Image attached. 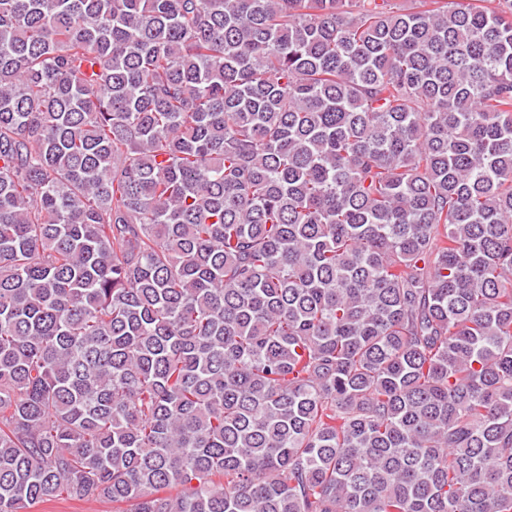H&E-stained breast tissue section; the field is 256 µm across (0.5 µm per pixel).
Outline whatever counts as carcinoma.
Returning a JSON list of instances; mask_svg holds the SVG:
<instances>
[{
    "label": "carcinoma",
    "mask_w": 512,
    "mask_h": 512,
    "mask_svg": "<svg viewBox=\"0 0 512 512\" xmlns=\"http://www.w3.org/2000/svg\"><path fill=\"white\" fill-rule=\"evenodd\" d=\"M512 512V0H0V512ZM39 512H115L107 500L68 499L42 503Z\"/></svg>",
    "instance_id": "cac0c4a2"
}]
</instances>
